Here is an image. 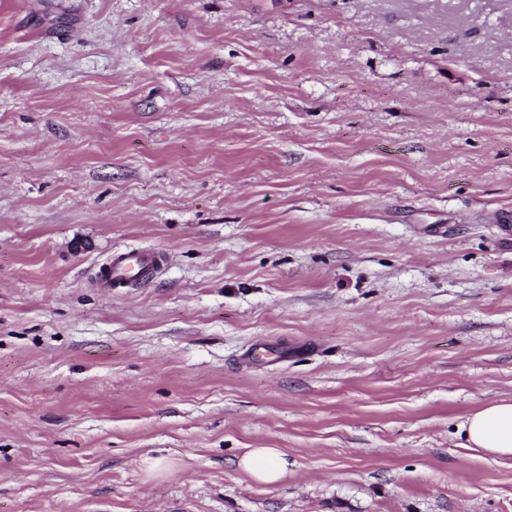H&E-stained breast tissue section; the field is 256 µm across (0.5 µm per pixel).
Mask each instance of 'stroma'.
I'll use <instances>...</instances> for the list:
<instances>
[{
  "mask_svg": "<svg viewBox=\"0 0 512 512\" xmlns=\"http://www.w3.org/2000/svg\"><path fill=\"white\" fill-rule=\"evenodd\" d=\"M501 399L512 0H0V512H512ZM161 255L152 251H116L105 266L107 282L114 284L140 282L156 271ZM459 431L465 448H481L500 457L512 456V401L482 406L460 424ZM238 466L254 481L271 484L288 475V459L277 448H250L239 459Z\"/></svg>",
  "mask_w": 512,
  "mask_h": 512,
  "instance_id": "35a3bbf8",
  "label": "stroma"
}]
</instances>
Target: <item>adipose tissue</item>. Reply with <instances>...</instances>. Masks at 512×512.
I'll return each mask as SVG.
<instances>
[{"label": "adipose tissue", "instance_id": "adipose-tissue-1", "mask_svg": "<svg viewBox=\"0 0 512 512\" xmlns=\"http://www.w3.org/2000/svg\"><path fill=\"white\" fill-rule=\"evenodd\" d=\"M464 447L500 457L512 456V401L501 400L471 413L459 427ZM254 481L271 484L288 474V459L277 448L248 449L238 462Z\"/></svg>", "mask_w": 512, "mask_h": 512}]
</instances>
